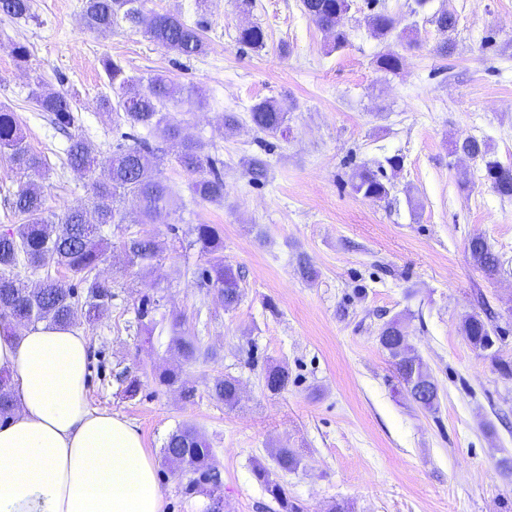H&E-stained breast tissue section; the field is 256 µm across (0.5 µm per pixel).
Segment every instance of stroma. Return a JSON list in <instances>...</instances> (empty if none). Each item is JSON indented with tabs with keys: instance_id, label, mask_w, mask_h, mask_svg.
<instances>
[{
	"instance_id": "obj_1",
	"label": "stroma",
	"mask_w": 512,
	"mask_h": 512,
	"mask_svg": "<svg viewBox=\"0 0 512 512\" xmlns=\"http://www.w3.org/2000/svg\"><path fill=\"white\" fill-rule=\"evenodd\" d=\"M82 4L32 0V19L0 15V104L50 159L47 207L88 203L94 175L66 166L67 139L28 103L29 91L39 81L75 92L81 131L107 159L117 138L99 115L108 56L138 79L163 75L201 90L205 107L168 109L224 177L223 204L199 203L187 175L168 165L163 175L179 199L145 227L162 248L160 264L124 266L122 244L136 227L106 229L98 275L112 306L95 323L77 322L91 347L90 401L138 427L165 512L212 506L187 492L190 473L162 459L168 434L181 426L204 433L215 451L223 512H279L252 466L271 463L282 447L302 458L280 479L306 512L340 501L353 512H512V480L500 473L512 456V377L495 366L512 361V200L494 191L481 161L450 152L452 141L473 137L512 167V0H352L341 19L348 43L333 52L300 0H147L146 9L201 23L208 50L190 59L135 28L87 29ZM445 10L457 19L449 36L434 22ZM380 11L396 20V35L384 41L365 25ZM253 24L268 34L258 51L236 40ZM448 38L453 48L440 55ZM14 41L28 45L26 65L14 61ZM387 51L400 55L398 71L377 67ZM280 96L290 104L288 129L273 137L253 126L249 109ZM227 113L238 120L231 132L222 126ZM393 156L399 168L386 167ZM253 157L267 166L258 181L246 171ZM364 164L382 166L387 198L352 192L350 176ZM198 224L219 230L225 264L241 273L235 308L200 277L207 258L192 244ZM477 234L499 256L495 278L469 258ZM303 259L315 281L302 278ZM146 294L158 301L148 327L137 321ZM487 311L497 338L481 352L461 323ZM394 317L438 388V412L407 396L379 343ZM176 321L201 348L195 361L170 348ZM276 365L289 381L273 393L264 374ZM168 367L180 369L192 397L157 383L155 373ZM130 376L141 381L131 400L123 394ZM221 376L240 382L235 408L209 394Z\"/></svg>"
}]
</instances>
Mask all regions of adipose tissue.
Listing matches in <instances>:
<instances>
[{"instance_id": "1", "label": "adipose tissue", "mask_w": 512, "mask_h": 512, "mask_svg": "<svg viewBox=\"0 0 512 512\" xmlns=\"http://www.w3.org/2000/svg\"><path fill=\"white\" fill-rule=\"evenodd\" d=\"M89 359L73 327L0 333L14 403L0 423V512H163L137 426L90 402Z\"/></svg>"}]
</instances>
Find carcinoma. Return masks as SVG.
Segmentation results:
<instances>
[{
    "instance_id": "obj_1",
    "label": "carcinoma",
    "mask_w": 512,
    "mask_h": 512,
    "mask_svg": "<svg viewBox=\"0 0 512 512\" xmlns=\"http://www.w3.org/2000/svg\"><path fill=\"white\" fill-rule=\"evenodd\" d=\"M145 0H84L83 19L95 32L110 31L123 23L143 28L153 43L187 58L199 57L206 52V42L200 25L187 23L181 13L174 11L147 12ZM348 7L346 0H302L304 12L333 38L339 48L348 41L347 33L338 26L337 15ZM0 13L14 19L33 17L31 0H0ZM371 36L379 40L390 37L395 30L394 18L386 12H377L366 18ZM266 33L259 25L238 30L239 44L260 50L266 45ZM103 70L113 97L100 100L101 117L121 130H145L166 141L181 138V124L169 116V101L184 98L197 107L206 104L203 95L190 87L179 85L163 77L142 84L128 74L120 59L107 58ZM29 100L40 112L47 114L54 129L67 135L66 165L73 169L99 171L91 185V208L94 220L87 218L82 206L69 207L56 213L46 207L43 187L31 176L48 175L51 166L46 155L34 151L26 141L19 117L6 105L0 106V156L11 169L30 176L18 189L8 192L6 200L20 223L0 232V327L10 328L16 322L28 325L46 322L59 326H73L78 317L92 323L103 317L112 301L111 289L99 280L96 270L107 250L105 227L117 228L124 224H152L161 212L172 206V188L162 175L161 167L167 159L147 137L121 134L122 141L112 155L100 164L87 139L79 132L77 95L67 91L46 90L39 83L31 88ZM288 100L266 98L254 103L250 120L261 132L274 136L282 131L288 119ZM454 150L467 151L484 162L485 177L503 198H512V169L502 166L491 157L489 146L470 138L455 142ZM174 161L188 176L187 189L192 200L214 204L224 203V178L215 170L201 141H183ZM353 193L367 199L382 200L390 193L389 183L378 172L359 167L351 181ZM135 197L139 203L138 218L132 219L124 209V202ZM196 243L210 256L208 266L201 273L202 280L224 299L227 309L240 302L238 276L233 268L224 264V241L211 224H198L194 228ZM127 263L148 268L160 256L156 239L145 232L133 233L124 241ZM468 252L474 265L488 277L499 271V260L487 241L474 236L468 242ZM20 266L35 269L55 268L78 278L86 290L82 295L62 278L48 276L42 287L35 290L20 282L16 270ZM462 328L470 345L484 350L494 329L480 315L468 314ZM379 343L392 359L403 388L414 402L424 409L435 411L439 407L438 389L427 367L418 356L410 355L411 346L400 320H388L381 328ZM172 345L186 361L197 359L200 348L196 340L176 336ZM265 385L279 392L288 385V370L274 366L266 371ZM211 396L226 406L239 400L237 379L224 376L214 380ZM13 409L10 379L0 375V421L9 418ZM163 458L180 459L188 471L207 478L195 481L192 490L215 496L216 487L210 486L218 474L217 460L209 442L195 428L179 427L170 433L163 444ZM273 461L276 470L294 471L300 464L297 454L289 448H278ZM253 476L267 494L277 503L280 512H303L291 500L276 474L261 462H255Z\"/></svg>"
}]
</instances>
